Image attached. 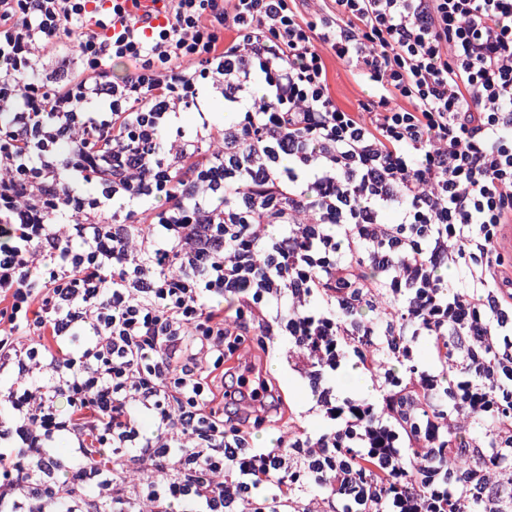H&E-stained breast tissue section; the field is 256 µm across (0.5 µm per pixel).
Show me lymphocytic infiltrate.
Masks as SVG:
<instances>
[{"instance_id": "f902f5d3", "label": "lymphocytic infiltrate", "mask_w": 512, "mask_h": 512, "mask_svg": "<svg viewBox=\"0 0 512 512\" xmlns=\"http://www.w3.org/2000/svg\"><path fill=\"white\" fill-rule=\"evenodd\" d=\"M304 2L0 0V512H468L512 470V0ZM245 336L309 394L274 448ZM326 65L330 90L336 102L345 108L356 110L360 101L367 98L368 87L348 67L328 53Z\"/></svg>"}]
</instances>
